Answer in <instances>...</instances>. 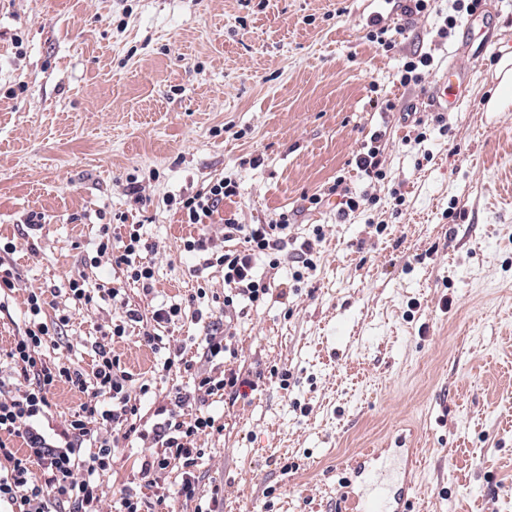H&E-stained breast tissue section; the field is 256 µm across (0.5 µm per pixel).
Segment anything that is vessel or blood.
I'll return each mask as SVG.
<instances>
[{
    "label": "vessel or blood",
    "mask_w": 512,
    "mask_h": 512,
    "mask_svg": "<svg viewBox=\"0 0 512 512\" xmlns=\"http://www.w3.org/2000/svg\"><path fill=\"white\" fill-rule=\"evenodd\" d=\"M471 76L456 64L432 84L428 100L434 111H450L465 97ZM338 485L341 512H418L417 451L413 448H368Z\"/></svg>",
    "instance_id": "vessel-or-blood-1"
}]
</instances>
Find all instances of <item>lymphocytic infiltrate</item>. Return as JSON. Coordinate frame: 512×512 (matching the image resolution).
Segmentation results:
<instances>
[{
	"instance_id": "f902f5d3",
	"label": "lymphocytic infiltrate",
	"mask_w": 512,
	"mask_h": 512,
	"mask_svg": "<svg viewBox=\"0 0 512 512\" xmlns=\"http://www.w3.org/2000/svg\"><path fill=\"white\" fill-rule=\"evenodd\" d=\"M238 193L237 182L218 179L201 191L167 200L168 205L177 207L183 223L198 229L196 236L185 240V251L205 254L207 266H223L224 284L229 288L224 304L228 307L254 305L269 298L270 289L258 278L256 263L264 257L270 268H278L290 224L284 213L267 224H242L229 217L224 221L226 244L218 246L208 228L225 199ZM236 239L244 240V248H230V241ZM153 250L139 228H130L126 235L117 237L111 225L99 228L97 255L110 257L113 264L125 269L147 299L154 294ZM110 296L119 303L122 315L101 327L99 341L92 344V368L86 372L61 360L44 359L49 339L69 323L70 317L63 313L45 320L43 290L28 291L25 327L0 355L16 379L14 389L0 388V512H57L60 503L69 504L72 512H103L95 477L110 469L123 442L133 437L151 444L150 454L141 462L139 479L152 489L154 501L161 505L174 495L194 500L198 483L195 469L205 454L201 443L222 430L205 411L206 399L221 392L236 395L250 380L240 370L228 368L220 377L199 375L191 385L173 386L154 410L156 423L143 428L139 407L130 395L132 375L113 354L112 341L134 335L141 344L159 349L164 343L162 328L178 321L181 307L156 306L147 321L138 308L123 301L120 289H112ZM62 384L77 388L85 399L49 438L42 430L51 419L49 396ZM15 437L24 440L25 452L12 448ZM174 461L181 462L183 473L176 488L169 489L159 485L156 476Z\"/></svg>"
}]
</instances>
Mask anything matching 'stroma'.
Returning <instances> with one entry per match:
<instances>
[{"mask_svg":"<svg viewBox=\"0 0 512 512\" xmlns=\"http://www.w3.org/2000/svg\"><path fill=\"white\" fill-rule=\"evenodd\" d=\"M481 10L471 19L432 0L409 21L383 0H0V238L30 243L6 258L19 286L0 298V349L23 328L27 290L41 288L47 317L71 316L47 360L90 370L97 328L115 315L108 289L140 302L96 255L100 225L122 213L158 248L154 301L181 304L173 336L196 370L224 373L195 319L210 310L233 336L235 367L257 382L212 396L224 429L205 442L196 502L339 512L340 469L398 443L421 451L425 512H512V111L479 109L501 94L489 55L443 115L394 79L414 51L445 65L461 41L477 48L490 34L511 56L512 0ZM377 12L392 49L368 38ZM449 15L458 24L441 45L434 30ZM386 100L394 111L380 109ZM410 112L428 123L422 142L404 141ZM380 129L386 178L371 183L351 161ZM340 176L374 198L345 222L329 192ZM222 177L240 188L220 218L265 224L284 212L300 239L324 225L302 282L288 262L259 268L273 294L295 287L286 302L225 308L223 269L184 253L189 231L165 199ZM133 178L146 206L126 194ZM33 211L42 229L25 224ZM79 275L89 312L68 298ZM197 287L205 297L189 301ZM113 350L135 383L152 380L141 416L153 425L152 402L172 384L153 377L166 351L132 336ZM148 452L129 439L97 476L105 512Z\"/></svg>","mask_w":512,"mask_h":512,"instance_id":"stroma-1","label":"stroma"}]
</instances>
